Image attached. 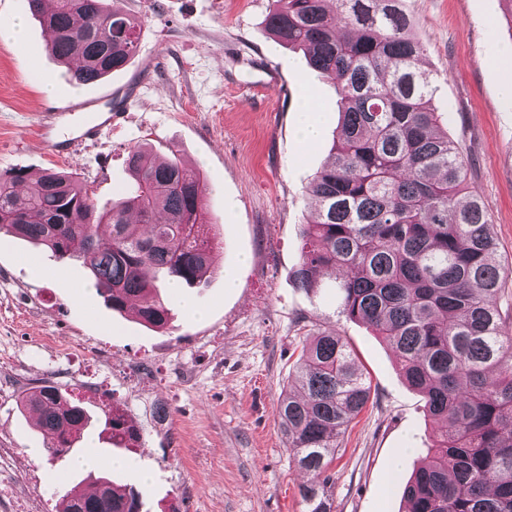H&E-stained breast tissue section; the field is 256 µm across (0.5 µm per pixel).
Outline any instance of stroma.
<instances>
[{
    "mask_svg": "<svg viewBox=\"0 0 512 512\" xmlns=\"http://www.w3.org/2000/svg\"><path fill=\"white\" fill-rule=\"evenodd\" d=\"M142 24L128 68L78 87L48 51L47 32L26 0H0V19L22 21L26 41L0 48V170L77 174L97 205L126 184L137 146L198 169L206 216L219 244L212 273L196 288L162 297L167 328L148 329L135 307L118 313L97 295L89 271L0 233V512H59L64 492L90 490L73 468L93 453L120 458L114 479L142 497V512H304L306 477L294 462L276 408L293 387L313 335L333 331L353 351L373 395L331 463L333 512H399L404 485L430 443L433 424L402 379L392 351L365 324L339 316L332 271L300 288L301 234L312 215L305 189L339 135L337 95L302 52L275 43L270 0H122ZM436 88L438 126L464 150L468 181L494 226L498 258L512 264V106L498 89L512 77V35L500 0H403ZM282 87L270 84V74ZM53 82L45 92L44 79ZM81 97L123 111L112 131L69 142L76 112L58 125L64 156L42 147L39 115ZM319 105L320 140L304 148L297 119ZM237 282L235 289L225 279ZM190 297L204 309L190 317ZM52 382L91 420L73 447L51 458L34 411L20 394ZM137 439L113 444V410Z\"/></svg>",
    "mask_w": 512,
    "mask_h": 512,
    "instance_id": "35a3bbf8",
    "label": "stroma"
}]
</instances>
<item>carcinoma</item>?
<instances>
[{
    "instance_id": "cac0c4a2",
    "label": "carcinoma",
    "mask_w": 512,
    "mask_h": 512,
    "mask_svg": "<svg viewBox=\"0 0 512 512\" xmlns=\"http://www.w3.org/2000/svg\"><path fill=\"white\" fill-rule=\"evenodd\" d=\"M28 8L53 32V57L80 61L71 71L80 85L134 57L141 23L107 0H56L50 12L28 0ZM266 25L333 81L342 116L339 139L306 188L314 220L302 229L295 278L314 290L320 270L341 272L339 314L390 346L437 424L404 487L402 512H512V317L500 306L512 268L497 259L460 144L437 130L415 21L401 0H272ZM128 168L133 182L100 210L71 172L1 170L0 231L82 262L112 310L138 298L139 319L163 328L170 309L159 278L191 287L211 272L206 184L143 146L129 152ZM297 382L301 393L290 389L278 402V422L307 475L299 490L306 512H331L327 470L372 385L334 332L303 351ZM20 402L39 413L56 455L88 422L54 385L27 389ZM96 484L93 498L69 489L60 512H140L139 492L110 474Z\"/></svg>"
}]
</instances>
